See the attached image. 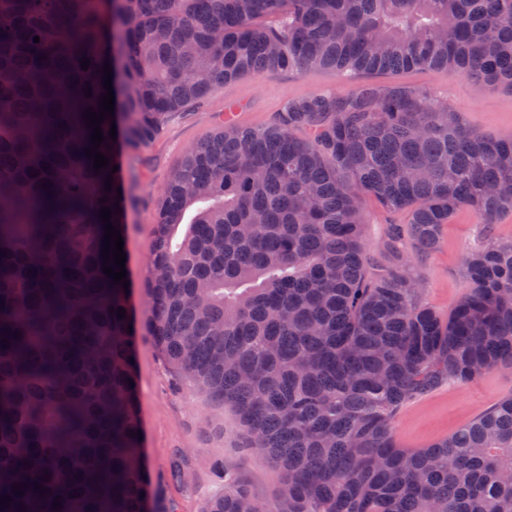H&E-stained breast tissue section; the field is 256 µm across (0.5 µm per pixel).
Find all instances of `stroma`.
<instances>
[{
    "mask_svg": "<svg viewBox=\"0 0 512 512\" xmlns=\"http://www.w3.org/2000/svg\"><path fill=\"white\" fill-rule=\"evenodd\" d=\"M370 84L378 89L406 85L447 100L477 131L512 137V91L493 88L466 76L445 71L412 70L363 74L343 80L320 68L275 71L225 83L199 104L176 113L156 139L133 152L127 161L130 202L127 208L126 249L136 322L148 314L140 287L150 259L152 231L162 189L180 166L187 148L202 142L224 124V106L238 104V125L264 127L274 122L289 101L316 92ZM367 251L376 269L391 266L385 252L391 225H407L405 212L387 213L373 198L363 200ZM512 240V217L487 228L468 210L457 212L442 231L438 248L424 260L415 257L414 242L402 234L398 250L420 279L422 298L441 315H448L467 291L462 259L485 241ZM139 415L143 449L152 480L176 512H200L205 500L223 490L213 472L215 464L234 467L239 479L259 499L276 498L282 476L265 457L245 448L235 412L198 394L179 380L148 338H141L136 357ZM512 393V369L492 370L465 386L445 385L405 404L395 421L393 436L404 448H424L447 437ZM187 453L191 471L186 481L172 477L171 459Z\"/></svg>",
    "mask_w": 512,
    "mask_h": 512,
    "instance_id": "stroma-1",
    "label": "stroma"
}]
</instances>
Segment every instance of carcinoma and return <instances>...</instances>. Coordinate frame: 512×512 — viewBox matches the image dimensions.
I'll return each mask as SVG.
<instances>
[{
  "label": "carcinoma",
  "mask_w": 512,
  "mask_h": 512,
  "mask_svg": "<svg viewBox=\"0 0 512 512\" xmlns=\"http://www.w3.org/2000/svg\"><path fill=\"white\" fill-rule=\"evenodd\" d=\"M312 67L512 90V0H0V512H176L135 435L131 292L103 271L100 209L126 235L112 166L227 81ZM365 196L410 214L422 258L459 210L512 216V137L410 86L318 92L191 146L166 186L144 330L283 474L260 500L220 463L201 512H512V394L427 448L393 438L407 401L512 369V241L465 255L444 318L404 266L369 272Z\"/></svg>",
  "instance_id": "cac0c4a2"
}]
</instances>
